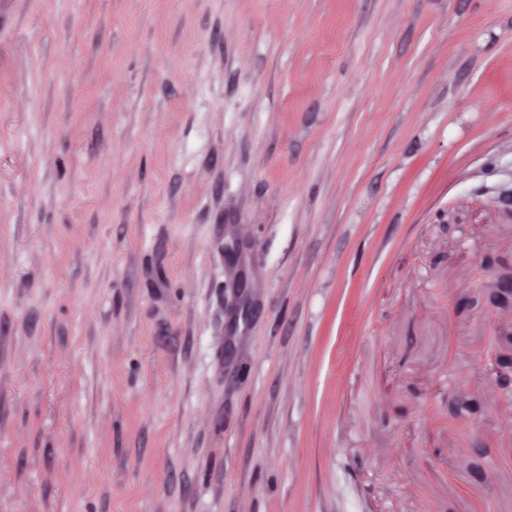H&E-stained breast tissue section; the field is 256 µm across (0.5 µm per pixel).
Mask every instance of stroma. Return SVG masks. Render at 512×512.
Instances as JSON below:
<instances>
[{"mask_svg": "<svg viewBox=\"0 0 512 512\" xmlns=\"http://www.w3.org/2000/svg\"><path fill=\"white\" fill-rule=\"evenodd\" d=\"M510 187L512 0H0V512H512Z\"/></svg>", "mask_w": 512, "mask_h": 512, "instance_id": "35a3bbf8", "label": "stroma"}]
</instances>
